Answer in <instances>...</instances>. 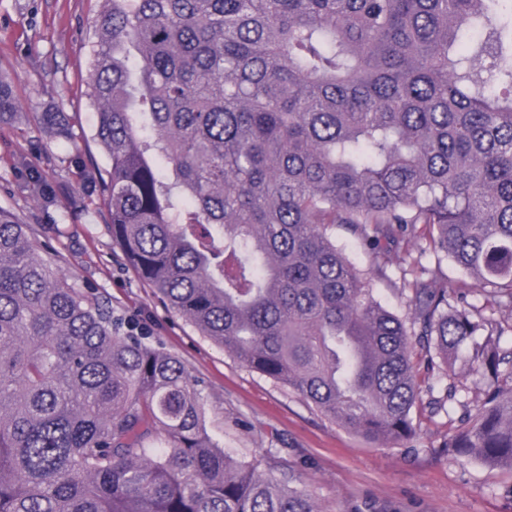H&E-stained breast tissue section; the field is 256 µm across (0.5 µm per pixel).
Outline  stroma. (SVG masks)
Here are the masks:
<instances>
[{"mask_svg":"<svg viewBox=\"0 0 512 512\" xmlns=\"http://www.w3.org/2000/svg\"><path fill=\"white\" fill-rule=\"evenodd\" d=\"M99 8V0H0V76L21 105L0 121V207L65 256L70 282L93 289L201 379L219 447L303 491L317 512H512L511 473L446 452L458 414L422 406L410 445L366 441L202 336L138 278L99 201L108 164L92 138L86 81ZM46 112L56 123H43Z\"/></svg>","mask_w":512,"mask_h":512,"instance_id":"35a3bbf8","label":"stroma"}]
</instances>
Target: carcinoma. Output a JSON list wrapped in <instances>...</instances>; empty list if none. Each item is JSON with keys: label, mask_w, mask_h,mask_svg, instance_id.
Wrapping results in <instances>:
<instances>
[{"label": "carcinoma", "mask_w": 512, "mask_h": 512, "mask_svg": "<svg viewBox=\"0 0 512 512\" xmlns=\"http://www.w3.org/2000/svg\"><path fill=\"white\" fill-rule=\"evenodd\" d=\"M103 2L101 201L138 277L369 442L416 438L422 376L471 346L484 398L445 451L512 473V0ZM19 109L0 78V120ZM444 259L483 305L449 302ZM64 263L0 208V512H316L213 443L200 380ZM336 244L344 247L350 259L363 271L370 267L371 254L358 245L343 226L336 225ZM370 288L374 289V296L381 301L382 304L402 317L407 316L408 309L399 297L396 284L373 279L370 281Z\"/></svg>", "instance_id": "cac0c4a2"}]
</instances>
